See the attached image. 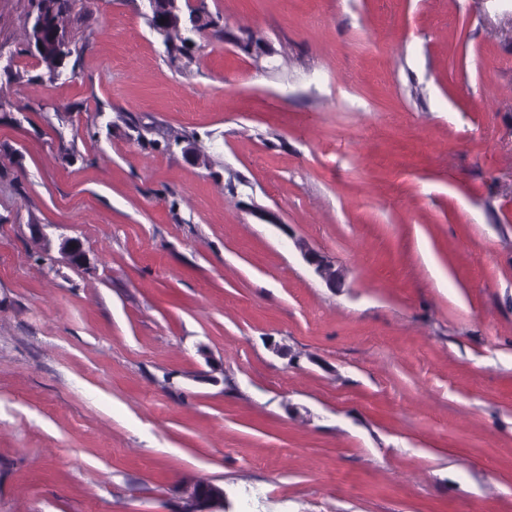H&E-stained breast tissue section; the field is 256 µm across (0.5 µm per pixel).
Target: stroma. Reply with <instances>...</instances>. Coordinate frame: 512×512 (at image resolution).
<instances>
[{"mask_svg": "<svg viewBox=\"0 0 512 512\" xmlns=\"http://www.w3.org/2000/svg\"><path fill=\"white\" fill-rule=\"evenodd\" d=\"M139 5L0 64V512H512V0ZM159 19H160L159 16L153 15V16L147 18V22H148L149 27L152 30H154L160 36L163 37L162 43L166 49L167 56L170 57L171 59H176L179 56L186 55L187 51L192 46L189 44L194 42L193 38L190 35L195 34V32H194L195 27L188 21L190 26L185 25V29L189 35L184 38L179 36L178 41L174 42L171 40L170 33H171V31L178 32V29L175 26L165 28ZM302 250L304 260L313 269L329 287L336 288L341 281V275L334 265L322 256L318 251L306 247L299 246ZM177 512H223L224 489L217 484L196 480L182 489Z\"/></svg>", "mask_w": 512, "mask_h": 512, "instance_id": "1", "label": "stroma"}]
</instances>
